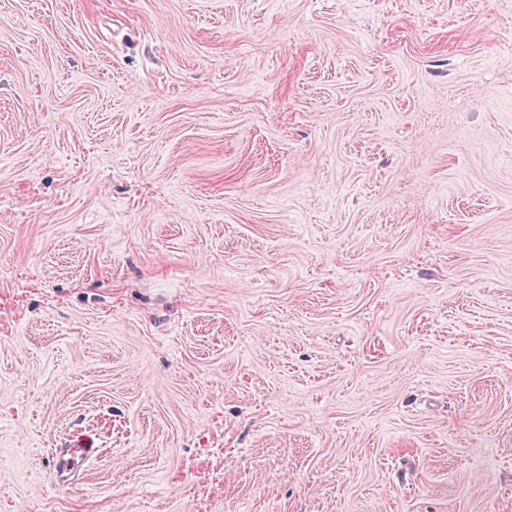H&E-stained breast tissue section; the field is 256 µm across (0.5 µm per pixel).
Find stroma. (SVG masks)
Instances as JSON below:
<instances>
[{"instance_id":"1","label":"stroma","mask_w":512,"mask_h":512,"mask_svg":"<svg viewBox=\"0 0 512 512\" xmlns=\"http://www.w3.org/2000/svg\"><path fill=\"white\" fill-rule=\"evenodd\" d=\"M0 512H512V0H0ZM74 448H60L54 459V471L59 480L68 477L73 470L79 467L96 452L93 443L89 441H78Z\"/></svg>"}]
</instances>
